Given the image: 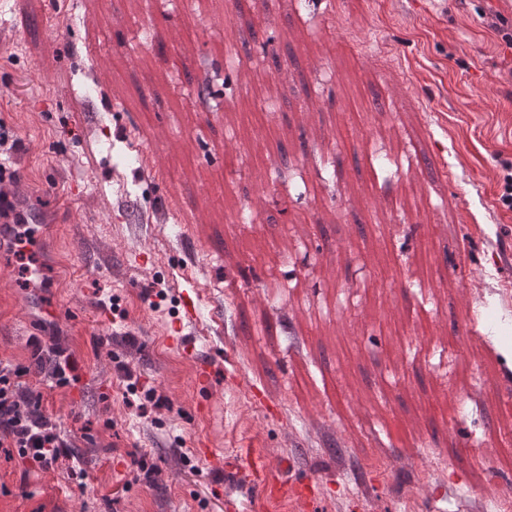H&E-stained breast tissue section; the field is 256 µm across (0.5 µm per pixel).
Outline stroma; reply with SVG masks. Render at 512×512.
<instances>
[{
	"label": "stroma",
	"mask_w": 512,
	"mask_h": 512,
	"mask_svg": "<svg viewBox=\"0 0 512 512\" xmlns=\"http://www.w3.org/2000/svg\"><path fill=\"white\" fill-rule=\"evenodd\" d=\"M489 7L512 15L0 0V220L45 225L25 265L0 234V359L28 363L48 331L81 366L73 388L28 376L73 457L0 451V512H512L493 455L512 448V48ZM245 68L281 83L274 111L253 109ZM193 287L189 339L222 368L202 414L195 363L166 340ZM200 440L283 460L318 497L261 505Z\"/></svg>",
	"instance_id": "35a3bbf8"
}]
</instances>
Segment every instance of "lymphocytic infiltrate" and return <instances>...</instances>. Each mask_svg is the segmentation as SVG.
Listing matches in <instances>:
<instances>
[{"mask_svg": "<svg viewBox=\"0 0 512 512\" xmlns=\"http://www.w3.org/2000/svg\"><path fill=\"white\" fill-rule=\"evenodd\" d=\"M31 362L27 365L0 360V447L20 459L46 468L68 457L71 442L42 410V395L23 383L33 369L50 366L58 386L80 382L77 359L66 349L46 345L42 337H30Z\"/></svg>", "mask_w": 512, "mask_h": 512, "instance_id": "f902f5d3", "label": "lymphocytic infiltrate"}]
</instances>
